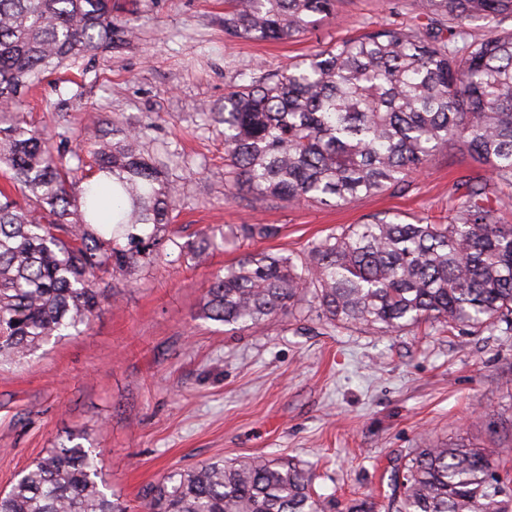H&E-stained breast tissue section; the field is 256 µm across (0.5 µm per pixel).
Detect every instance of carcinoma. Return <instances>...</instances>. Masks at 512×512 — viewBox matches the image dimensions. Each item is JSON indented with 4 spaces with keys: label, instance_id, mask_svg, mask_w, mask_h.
Wrapping results in <instances>:
<instances>
[{
    "label": "carcinoma",
    "instance_id": "cac0c4a2",
    "mask_svg": "<svg viewBox=\"0 0 512 512\" xmlns=\"http://www.w3.org/2000/svg\"><path fill=\"white\" fill-rule=\"evenodd\" d=\"M336 0H224V32L292 40ZM415 21L313 50L224 94L228 189L322 207L410 187L450 144L486 166L460 176L448 218L373 217L316 239L304 257L246 253L216 275L197 316L235 329L315 312L338 328L379 333L434 323L512 332V0H416ZM485 33L475 34L476 27ZM112 44V0H0V165L24 204L0 190V365L89 327L172 244L199 262L216 247L166 235L177 192L127 130L93 164L60 162L49 134L19 119L23 91L46 71ZM268 224L227 235L268 238ZM69 434L0 492V512H128L105 492L99 452ZM387 512H512L494 452L462 441L414 448L395 472ZM139 512H327L294 458L216 459L173 471Z\"/></svg>",
    "mask_w": 512,
    "mask_h": 512
}]
</instances>
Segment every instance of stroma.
<instances>
[{
    "label": "stroma",
    "mask_w": 512,
    "mask_h": 512,
    "mask_svg": "<svg viewBox=\"0 0 512 512\" xmlns=\"http://www.w3.org/2000/svg\"><path fill=\"white\" fill-rule=\"evenodd\" d=\"M412 0H338L334 15L280 42L224 33V0H115L112 43L33 86L21 113L88 157L113 129H140L146 153L178 188L169 233L195 241L208 226L272 224L271 238L230 242L208 265L172 253L116 280L82 334L0 367V489L67 434L101 454L110 489L130 506L172 470L224 458L286 454L306 463L313 490L345 512L386 504L391 475L412 449L462 437L499 449L512 478V334L380 335L333 328L308 313L237 330L197 318L214 274L245 253L303 254L342 225L385 212L446 216L459 175H484L448 146L407 190L332 209L224 189V128L209 113L242 76L392 22L412 24Z\"/></svg>",
    "instance_id": "35a3bbf8"
}]
</instances>
